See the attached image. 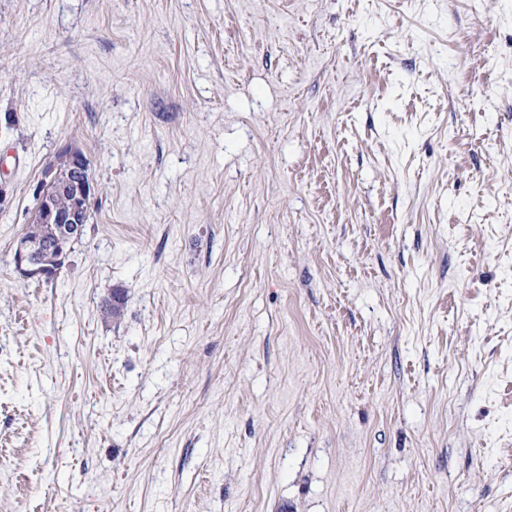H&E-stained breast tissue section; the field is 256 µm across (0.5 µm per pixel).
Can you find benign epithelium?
I'll list each match as a JSON object with an SVG mask.
<instances>
[{"label": "benign epithelium", "instance_id": "7a95c632", "mask_svg": "<svg viewBox=\"0 0 512 512\" xmlns=\"http://www.w3.org/2000/svg\"><path fill=\"white\" fill-rule=\"evenodd\" d=\"M95 196L90 162L80 149H65L62 161L45 167L33 217L44 229L36 238L26 231L17 238L13 263L19 277L47 282L57 277L71 243L92 217Z\"/></svg>", "mask_w": 512, "mask_h": 512}]
</instances>
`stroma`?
<instances>
[{"mask_svg": "<svg viewBox=\"0 0 512 512\" xmlns=\"http://www.w3.org/2000/svg\"><path fill=\"white\" fill-rule=\"evenodd\" d=\"M0 512H512V0H0ZM60 160L44 169L36 195L33 220L27 224L14 246L13 263L16 274L23 279L52 281L67 258L71 243L82 235L84 224L92 217L96 186L90 162L78 148H66ZM36 238L28 232H39ZM28 230V232H27Z\"/></svg>", "mask_w": 512, "mask_h": 512, "instance_id": "1", "label": "stroma"}]
</instances>
